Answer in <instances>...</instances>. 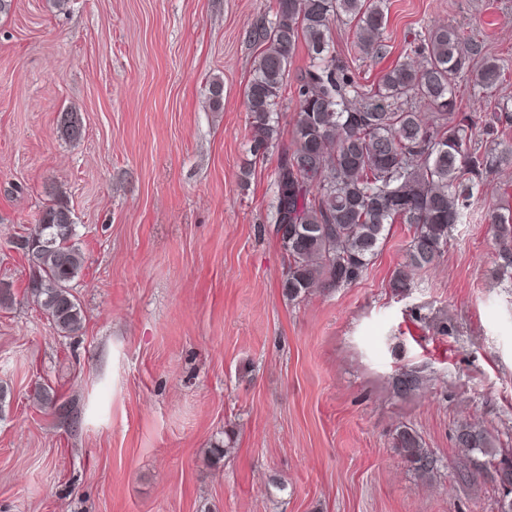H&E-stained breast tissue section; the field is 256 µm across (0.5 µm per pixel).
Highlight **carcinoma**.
Returning <instances> with one entry per match:
<instances>
[{"instance_id":"1","label":"carcinoma","mask_w":512,"mask_h":512,"mask_svg":"<svg viewBox=\"0 0 512 512\" xmlns=\"http://www.w3.org/2000/svg\"><path fill=\"white\" fill-rule=\"evenodd\" d=\"M353 24L365 58L385 56L387 24L383 0H276L272 17L251 32L262 47L246 93L254 154L278 135L276 107L288 66L299 42L310 55L296 78L297 110L289 145L282 148L275 171L274 228L283 231L286 268L282 288L290 301L311 292L349 288L363 280L391 225L410 232L404 261L389 285L403 294L413 274L437 264L441 247L465 223L475 190L493 173L512 166V107L497 103L494 112L457 109L460 78L481 55V42L453 26L436 27L406 43L425 62L388 67L368 85L356 70L336 61L331 25ZM506 81L497 60L483 56L474 83L485 90ZM434 109L426 123L414 104ZM491 137L476 143L475 130ZM60 137L77 141L85 133L79 114L58 115ZM68 204L57 198L39 214V241L25 251L31 278L28 293L47 319L64 334L82 328L83 315L72 282L84 265L74 241L76 224ZM485 222L496 241L498 272L512 279V183H499L498 196ZM423 378L413 370L394 380L397 394L408 396ZM455 446L465 454L496 458L489 433L466 419L457 422ZM394 448L422 479L439 472V460L420 435L397 428Z\"/></svg>"}]
</instances>
